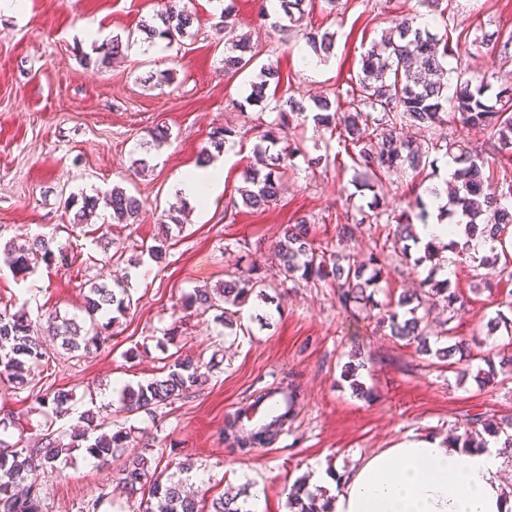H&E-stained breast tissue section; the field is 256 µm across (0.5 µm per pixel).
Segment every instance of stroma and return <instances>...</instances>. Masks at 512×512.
<instances>
[{
    "instance_id": "obj_1",
    "label": "stroma",
    "mask_w": 512,
    "mask_h": 512,
    "mask_svg": "<svg viewBox=\"0 0 512 512\" xmlns=\"http://www.w3.org/2000/svg\"><path fill=\"white\" fill-rule=\"evenodd\" d=\"M194 17L183 47L154 53L143 43L127 57L97 65L86 62L93 45L124 37L155 18L164 0H22L20 13L0 12V248L37 235L66 247L67 266L38 264L18 273L0 267V309L25 310L31 318L55 313L82 316L92 283L110 282L113 273L130 272L133 302L109 330L107 344L83 358L51 364L56 387L73 391L71 416L52 419L36 410L30 389L0 392V411L20 416L33 438L48 428L70 430L74 417L90 407L108 406L113 420L131 427L135 445L152 444L165 459L191 460L201 476L199 492L213 498L242 493L249 512H289L287 494L296 479L317 474L344 475L361 461L411 440L445 437L466 418L512 414V381L481 387L458 382L454 369L415 346L375 330L364 315L340 308L332 282L280 288L269 254L282 225L300 216L314 219L321 245L335 247L336 224L351 223L359 209L380 198L386 212H401L431 184L442 182L448 160L435 154V176L403 171L390 180L364 186L361 163L341 152L337 140L314 121L282 130L283 141L298 142L300 153L283 179L278 201L269 207L224 210L238 196L243 172L255 164L260 126L273 112L255 103L239 110L263 68L277 67L276 96L304 105L347 88L361 67V56L380 40L393 15L421 13L418 0H315L306 30L333 33L334 48L318 69L303 65L309 48L301 33L274 29L266 0H232L236 33L249 34L259 53L236 75L224 73V38L214 0H182ZM452 24L431 13L436 33H448L471 54L472 66L486 73L492 92L512 93V58L482 44L483 33L512 34V0H452ZM93 31H86V24ZM168 71L170 82L147 84L150 74ZM170 138L152 151L148 172L136 175L131 160L143 153L155 126ZM237 131L213 162L224 165V192L206 208L183 215L164 260L143 256L160 233L159 218L177 203L174 187L200 165L213 128ZM122 187L144 207L137 223H113L99 211L87 223L74 221L64 199ZM124 243L140 257L137 267L105 262L100 234ZM265 267L272 287L269 302L249 299L238 311L243 335H226L212 315L183 318V334L164 342L175 318L173 304L197 287H211L226 274ZM448 276L467 301L465 315L435 310L429 336L444 328L466 336L495 317L512 300V279L494 290L477 288L467 264L452 263ZM365 354L358 380L370 398L353 392L342 373L355 350ZM207 364L203 385L155 416H125L121 389L161 373L172 353ZM295 381L301 395L287 435L247 453L231 452L224 426L237 407L281 380ZM61 472L40 475L44 512H77L82 499L101 486L112 492L104 512H138L137 498L119 484L116 466H100L85 448Z\"/></svg>"
}]
</instances>
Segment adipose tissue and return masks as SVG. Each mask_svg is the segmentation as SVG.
I'll use <instances>...</instances> for the list:
<instances>
[{
  "instance_id": "adipose-tissue-1",
  "label": "adipose tissue",
  "mask_w": 512,
  "mask_h": 512,
  "mask_svg": "<svg viewBox=\"0 0 512 512\" xmlns=\"http://www.w3.org/2000/svg\"><path fill=\"white\" fill-rule=\"evenodd\" d=\"M224 189V168L209 165L184 174L175 186L193 201ZM500 442L451 448L429 438L387 448L344 475L330 501L331 512H512L504 489Z\"/></svg>"
}]
</instances>
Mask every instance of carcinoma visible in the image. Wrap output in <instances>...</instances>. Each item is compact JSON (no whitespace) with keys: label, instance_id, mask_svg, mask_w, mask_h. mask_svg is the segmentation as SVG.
Segmentation results:
<instances>
[{"label":"carcinoma","instance_id":"cac0c4a2","mask_svg":"<svg viewBox=\"0 0 512 512\" xmlns=\"http://www.w3.org/2000/svg\"><path fill=\"white\" fill-rule=\"evenodd\" d=\"M308 0H279L282 15L294 27L300 26ZM180 0H166L164 8L157 14L160 25L143 24L139 32L127 34L126 40L115 38L95 49L97 60L108 64L124 56L125 50L139 41H166V46H181L190 37L189 28L193 17L179 6ZM224 35L228 46L224 53V73H235L248 67L256 56L248 35H237L229 23H224ZM307 44L318 57L330 54L334 47V35L329 32H305ZM461 57V51L448 48L444 41L426 27L416 24V17L400 16L391 20V28L382 38L380 46H371L361 60L362 76L355 85L314 100L318 113L313 120L330 134L343 141L344 148L357 153L360 162L372 175L389 177L410 169L417 171L423 164L428 151L423 144L404 133L410 127L419 133L428 132L448 123L452 117L466 126L480 129L491 141L492 154L512 155V96L498 93L489 95L491 85L485 76L470 72L465 67L456 76L453 94L442 81L445 59L448 56ZM263 80L251 84L247 103L266 100V89L270 83H279L280 76L271 67L263 70ZM271 110L276 118L264 130L261 141L266 147H257L256 155L263 162L269 148L280 143L276 130L292 122L305 120V106L292 98L271 97ZM458 154L453 156L457 164L446 187L436 188L430 195L436 199L446 198L438 206L440 218L451 219L459 216L465 219V246L456 250L457 256L471 261L473 275L483 281L487 289L492 282L481 273L483 269L496 268L497 258L471 253L470 242L479 239L495 251L496 244L502 243L503 236L512 225V205L501 194L488 192L489 177L485 175L490 167L488 154L478 152L468 144L459 142L454 146ZM298 152L293 143L277 151L273 167L251 166L244 172V186L238 189L241 202H232L260 209L277 200L282 191V179L288 170V161ZM67 207H78L77 219L86 220L99 208L111 211L112 220L127 224L139 215L142 205L138 198L124 189L114 187L106 194H81V198L70 196ZM392 228L383 242L358 255L346 250L356 240L357 234L365 227ZM338 250L329 254L314 244L311 220L306 216L294 224H286L273 251L279 259L280 284L303 280L317 284L333 280L337 299L345 310L364 312L372 318L378 330L389 331L390 336L421 344L422 352L439 358L451 359L458 355L471 361L480 360L485 367L475 374L465 369L460 378L468 377L488 385L498 380L512 379V351L509 353L485 351L480 328L472 329L470 335L453 339L454 343L436 350L427 341V322L431 306L440 305L450 312V317L465 312L464 299L451 288L450 281L438 278L441 263L438 257L448 248L434 238L421 243L416 225L405 213L388 214L375 204L369 211H360V217L352 224L336 225ZM396 257L403 264H413L418 269L425 262L431 266L420 288L398 296L397 300L378 306L374 300L375 288L380 282L390 258ZM60 260L66 264L67 253L54 240L37 236L23 245H7L0 253V260L18 272H24L38 261ZM248 276H229L224 283L214 288H196L185 295L181 309L191 310L198 315L215 312L214 320L227 329H234L237 323L232 308L239 307L251 295L267 300L266 289L271 284L257 264L251 267ZM132 296L129 277L116 280L113 284L93 283L85 295V312L88 324L81 326L76 319L55 316L49 318L48 327L52 335L60 339L64 354L75 358L78 354H89L106 339L109 328L116 323L117 316L124 315L131 308ZM52 356L44 347L37 328L21 309L10 312L0 309V389H21L44 373ZM203 383L201 365L188 357H176L164 365V375L136 388L128 387L125 392V409L129 413H155V409L172 405L195 387ZM288 399V411L268 426L251 434L237 428L236 420L227 423L225 439L232 449L248 451L270 443L278 429L288 424L293 417L294 406L301 395L300 388L292 381L282 386ZM74 395L64 389L48 390L36 394L39 408L45 414L63 418L72 411ZM79 419L85 425H75L69 434V442L63 441V434L53 431L45 433L28 445L24 436L9 442L0 438V512H43L41 485L38 483L42 472H59L72 461V451L86 443V451L100 465L117 460L120 462L121 480L129 496H140L139 512H249L238 503V496L223 494L211 499L209 504L189 494L184 487L185 479L180 473L186 468L164 475L156 473L153 450L144 446L139 450L129 448L131 431L118 426L106 429L105 421L94 416L91 410L84 411ZM486 434L490 437H504L503 453L512 459V415L486 417L481 414L466 419L464 432L448 434L445 442L450 448H470L474 437ZM110 502V492L103 487L98 493L81 501L78 512H102L104 504ZM329 497L320 489L310 490L306 483H295L288 493V507L291 512H329L326 505Z\"/></svg>","mask_w":512,"mask_h":512}]
</instances>
